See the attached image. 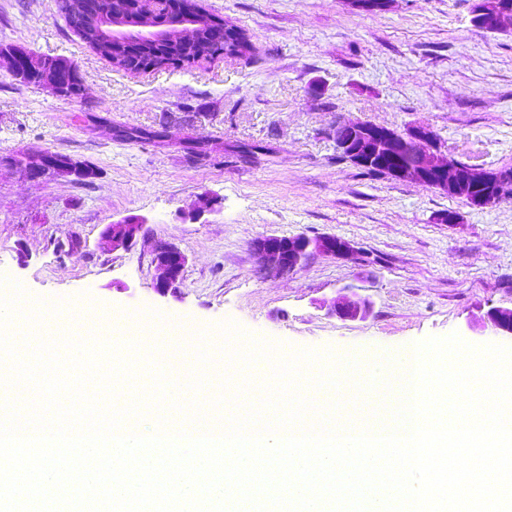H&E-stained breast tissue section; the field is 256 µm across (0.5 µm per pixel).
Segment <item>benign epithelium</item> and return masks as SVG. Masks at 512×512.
Returning <instances> with one entry per match:
<instances>
[{
	"mask_svg": "<svg viewBox=\"0 0 512 512\" xmlns=\"http://www.w3.org/2000/svg\"><path fill=\"white\" fill-rule=\"evenodd\" d=\"M121 10H112L109 17L112 24H103L98 20L99 9L89 0H74L69 12L75 21L73 24L81 32L89 33V39L96 44L108 45L110 40L125 34L141 35L152 38L170 29L168 25H158L155 17L164 0H118ZM394 0H347L350 8L358 13H376L387 11ZM183 16L191 22L175 25L174 33L184 43L197 37L210 45L227 30L228 25L206 27L202 24L203 12L193 15L183 11ZM474 26H489L496 30L512 28V7L502 8L488 4L475 10L472 19ZM44 87L54 95L66 99H77L84 91L82 86L69 84L59 71L40 75ZM336 152L359 166L379 163L394 180H404L420 184L430 178L438 183L436 191L444 195L460 194L464 183L479 181L487 177L496 183L512 181V172L496 170L489 172L482 167L470 165L463 168L441 154L434 146L432 131L426 126H411L402 132L377 124L363 125L357 121L346 124L343 132L334 137ZM89 170V165L73 158L53 152L40 150L26 155L23 166L25 175L32 179L56 174L77 177ZM145 223L139 219H125L109 224L101 233L99 248L104 252L134 249L143 234ZM256 263L267 274L286 275L299 269L313 255L344 258L354 253L353 246L346 240L335 236H266L257 239L252 246ZM154 263L159 271L155 291L163 296L174 295L180 291L186 255L177 247L161 243L155 247ZM328 311L342 320H361L367 317L370 303L338 294ZM487 321L497 334L512 335V308L498 307L487 314Z\"/></svg>",
	"mask_w": 512,
	"mask_h": 512,
	"instance_id": "1",
	"label": "benign epithelium"
}]
</instances>
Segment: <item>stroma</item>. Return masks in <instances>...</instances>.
<instances>
[{"mask_svg":"<svg viewBox=\"0 0 512 512\" xmlns=\"http://www.w3.org/2000/svg\"><path fill=\"white\" fill-rule=\"evenodd\" d=\"M243 27L248 58L186 69H116L67 25L58 0H0V44L61 56L74 101L17 84L0 61V276L63 304V325L138 316L212 336L237 323L284 352H394L458 334L512 347L486 321L512 307V198L487 208L341 160L336 125L429 127L442 154L512 166V34L470 23V0H396L362 16L344 0H196ZM48 149L91 164V183L28 179L17 154ZM453 211L458 223L442 224ZM146 221L129 252L98 242L107 224ZM337 236L355 258L316 256L267 277L252 244ZM188 258L176 295L154 290L156 242ZM372 303L328 314L342 289Z\"/></svg>","mask_w":512,"mask_h":512,"instance_id":"obj_1","label":"stroma"}]
</instances>
